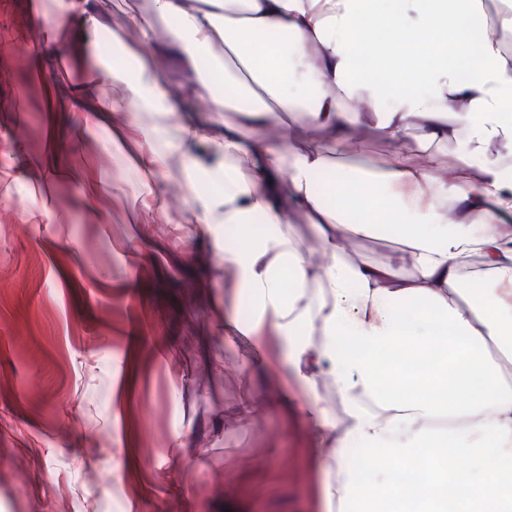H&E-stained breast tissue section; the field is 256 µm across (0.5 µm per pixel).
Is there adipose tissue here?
Returning <instances> with one entry per match:
<instances>
[{
  "mask_svg": "<svg viewBox=\"0 0 512 512\" xmlns=\"http://www.w3.org/2000/svg\"><path fill=\"white\" fill-rule=\"evenodd\" d=\"M483 12V0H151L124 19L139 46L190 72L223 56L235 96L210 97L205 121L191 122L177 103L196 98L195 84L171 87L145 61L113 65L112 88L76 97L101 125L133 105L130 121L152 145L147 166L179 186L197 223L234 227L224 267L315 393L326 512L350 500L361 512H512V163L493 160L472 184L442 154L461 132L474 150L512 152V55L501 49L512 4L489 32L476 23ZM40 13L74 50L93 52L100 24L88 0H42ZM160 21L169 27L157 44ZM409 43L424 49L412 63L397 57ZM364 56L381 79H357ZM404 79L419 92L391 96ZM292 112L303 126L289 124ZM308 126L335 157L306 146ZM365 132L413 133L417 147L360 168L351 158ZM199 140L214 158L185 175V149ZM255 216L267 226L259 239ZM387 224L392 258L357 253L354 241ZM428 356L426 371H409ZM323 383L335 406L317 398ZM353 438L374 479L356 480L344 452ZM403 470L414 486L394 482Z\"/></svg>",
  "mask_w": 512,
  "mask_h": 512,
  "instance_id": "adipose-tissue-1",
  "label": "adipose tissue"
}]
</instances>
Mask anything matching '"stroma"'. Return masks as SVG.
I'll list each match as a JSON object with an SVG mask.
<instances>
[{
	"instance_id": "obj_1",
	"label": "stroma",
	"mask_w": 512,
	"mask_h": 512,
	"mask_svg": "<svg viewBox=\"0 0 512 512\" xmlns=\"http://www.w3.org/2000/svg\"><path fill=\"white\" fill-rule=\"evenodd\" d=\"M40 2L0 0V512H322L309 390L277 337L224 327L254 317L223 226L159 222L143 132L70 111L105 68L54 33L19 52ZM94 2L141 56L119 24L151 0Z\"/></svg>"
}]
</instances>
